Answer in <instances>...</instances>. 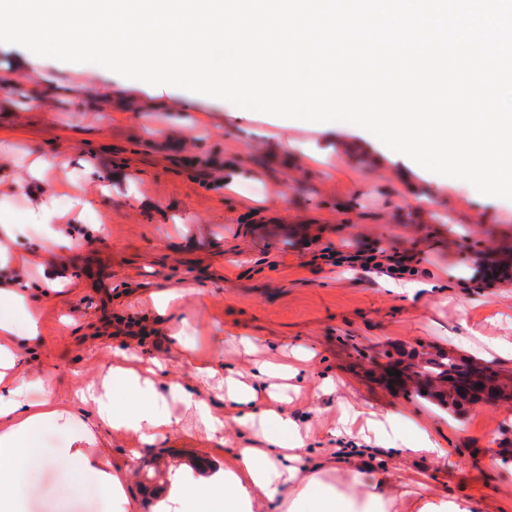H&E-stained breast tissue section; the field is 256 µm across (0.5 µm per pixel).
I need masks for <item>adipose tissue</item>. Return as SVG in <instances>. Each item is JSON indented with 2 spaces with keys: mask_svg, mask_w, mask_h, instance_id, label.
<instances>
[{
  "mask_svg": "<svg viewBox=\"0 0 512 512\" xmlns=\"http://www.w3.org/2000/svg\"><path fill=\"white\" fill-rule=\"evenodd\" d=\"M34 68L31 61L22 70L0 66V110L15 111L22 100L41 108L55 96V89L23 78V70ZM69 162L63 155L33 157L14 144L0 143V512H25L22 481L28 470L68 465L96 472L115 512H126L125 471L106 456L85 454L82 444L93 439L98 427L154 443L180 423L167 406L170 395L196 415L207 439H215L233 424L247 429L249 436L232 465L178 484L166 497L169 512H198L202 502L207 503V512H254L259 502L269 504L273 512H472V505L465 502L385 497V489L400 484L402 476L384 469L352 471L340 484H331L328 476L336 470V453L308 461L315 439L308 426L290 413L286 382L307 370L308 360L302 356L292 362L255 363L254 375L260 380L256 386L241 381L230 365L196 363V378L222 393L224 412L218 415L206 400L180 385L160 388L162 363L145 368L140 357L118 349L102 379L82 380L75 398L79 405L93 408L94 417L92 423L78 425L77 412L55 402L49 380L28 371L40 334L39 301L60 291L63 281L56 271L65 265V253L77 252L107 231L106 224L79 221L96 211L101 196L109 191L108 183L90 182L96 170L93 160L79 159L80 174L60 190L50 189L51 169ZM17 164L25 166L24 178L15 177ZM15 195L31 200L22 225L6 207L7 199ZM27 224L38 230L39 249L13 248ZM35 262L43 272L36 281L25 274ZM367 429L378 445L439 457L447 454L428 432L412 442L388 419L368 420ZM50 431L61 441L48 451L44 437Z\"/></svg>",
  "mask_w": 512,
  "mask_h": 512,
  "instance_id": "adipose-tissue-1",
  "label": "adipose tissue"
}]
</instances>
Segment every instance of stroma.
I'll list each match as a JSON object with an SVG mask.
<instances>
[{
    "label": "stroma",
    "mask_w": 512,
    "mask_h": 512,
    "mask_svg": "<svg viewBox=\"0 0 512 512\" xmlns=\"http://www.w3.org/2000/svg\"><path fill=\"white\" fill-rule=\"evenodd\" d=\"M35 78L86 94H67L44 112H0V141L44 156L82 151L112 186L84 218L106 223V234L65 274L79 292L40 307L32 368L50 379L59 405L72 406L81 377L112 362L111 344L89 339L91 323L140 318L152 292L186 283L196 291L171 320L129 339L131 350L167 363L168 380L203 394L193 356H219L249 371L245 338L262 358L299 352L311 359L301 376L308 407L324 425L351 405L396 415L397 430L412 440L426 425L449 450L437 458L375 448L342 459L341 470L398 469L433 497L469 502L477 512H512V462L501 460L502 448L512 446V402L478 404L459 416L380 378L388 362L416 351L479 358L486 338L499 347L487 364L512 374V281L484 288L472 278L473 254L489 246L512 251V200L434 174L350 122L286 123L256 110L237 118L226 101L173 86L166 107L157 108L147 103L150 85L51 57L42 58ZM114 92L131 97V108H97ZM150 130L168 132L164 146L148 143ZM210 160L241 169L235 192L203 180ZM327 247L412 256L413 267L443 287L409 297L378 274L325 261ZM241 440L233 426L223 441L207 440L186 414L180 431L155 444L110 433L84 449L127 469L128 512H157L147 469L169 482L201 463L228 465ZM28 482L29 512H111L93 473L34 470Z\"/></svg>",
    "instance_id": "obj_1"
}]
</instances>
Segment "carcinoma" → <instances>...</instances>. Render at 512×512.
Segmentation results:
<instances>
[{
    "instance_id": "carcinoma-1",
    "label": "carcinoma",
    "mask_w": 512,
    "mask_h": 512,
    "mask_svg": "<svg viewBox=\"0 0 512 512\" xmlns=\"http://www.w3.org/2000/svg\"><path fill=\"white\" fill-rule=\"evenodd\" d=\"M415 369V376L396 378L412 385L413 393L435 402L440 408L465 413V405L477 404L491 395H506L508 385L499 381V374L488 373L466 360H459L445 351L424 353L418 363H408L404 370ZM483 387H477V384Z\"/></svg>"
}]
</instances>
